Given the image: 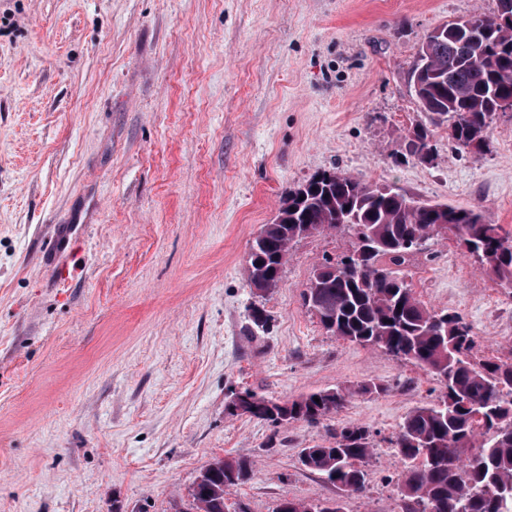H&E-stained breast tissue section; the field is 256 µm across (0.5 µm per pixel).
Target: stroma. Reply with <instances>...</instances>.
I'll return each mask as SVG.
<instances>
[{
	"mask_svg": "<svg viewBox=\"0 0 512 512\" xmlns=\"http://www.w3.org/2000/svg\"><path fill=\"white\" fill-rule=\"evenodd\" d=\"M497 0H0V512H171L225 455L253 462L229 501L282 497L407 512L395 442L441 383L338 339L304 305L336 230L293 242L278 288L248 285L251 243L288 189L338 168L418 200L475 207L512 238V112L488 152L426 122L408 71L425 34ZM430 309L512 362V294L456 239L401 268ZM262 310L267 323L251 314ZM368 381L317 423L229 415ZM367 426L362 492L302 449ZM430 130L426 124H418L413 128L408 142V153L411 156L419 157L420 153L424 157H428L432 148L430 144Z\"/></svg>",
	"mask_w": 512,
	"mask_h": 512,
	"instance_id": "1",
	"label": "stroma"
}]
</instances>
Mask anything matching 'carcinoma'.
Masks as SVG:
<instances>
[{"mask_svg":"<svg viewBox=\"0 0 512 512\" xmlns=\"http://www.w3.org/2000/svg\"><path fill=\"white\" fill-rule=\"evenodd\" d=\"M460 18L427 33L408 77L433 125L448 124L460 148L487 150L492 122L504 101L512 102V8ZM430 130L413 128L412 156H429ZM459 230L458 242L478 258L503 288L512 289V239L480 209L419 201L399 189L364 182L334 168L312 175L288 191L278 222L263 225L253 241L248 281L282 269L292 243L304 232L346 231L351 254L317 264L313 313L324 329L358 345H377L412 360L443 385L437 401L414 408L397 437L399 475L409 512H512V363L475 361L471 327L451 313L425 306L395 268L406 263L442 226ZM385 391L376 382L336 387L285 400L273 408L254 398L247 416L275 427L316 422L336 413L355 393ZM373 452L364 426H345L333 441L303 450L304 466L347 493L365 486L360 463ZM253 463L216 458L189 491L190 512H230L233 488L248 482Z\"/></svg>","mask_w":512,"mask_h":512,"instance_id":"obj_1","label":"carcinoma"}]
</instances>
